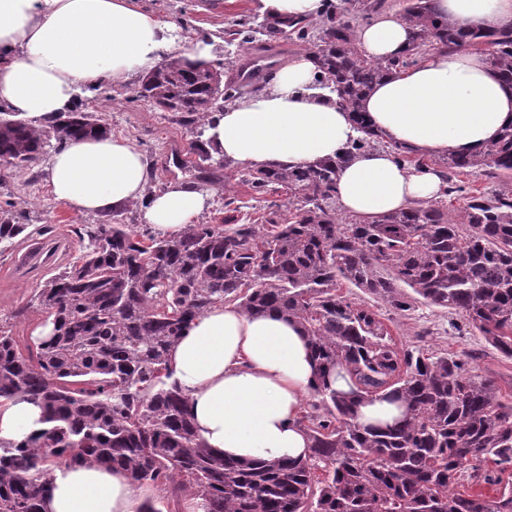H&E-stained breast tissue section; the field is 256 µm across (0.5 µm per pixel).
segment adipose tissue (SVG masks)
Instances as JSON below:
<instances>
[{
    "label": "adipose tissue",
    "instance_id": "1",
    "mask_svg": "<svg viewBox=\"0 0 512 512\" xmlns=\"http://www.w3.org/2000/svg\"><path fill=\"white\" fill-rule=\"evenodd\" d=\"M458 26L512 24V0H434ZM361 51L383 60L401 55L411 33L385 12L358 30ZM212 43L183 45L175 22L137 0H0V106L48 126L72 111L79 95L123 83L161 63L207 62ZM314 62L300 54L260 96L204 120L214 155L245 168H304L336 159L356 137L353 116L312 86ZM368 121L406 147L434 154L484 152L512 124V87L484 55L462 48L431 51L387 76L366 98ZM44 172L53 200L84 213L121 210L144 201L155 234L173 237L204 211L208 198L180 184L146 195L150 173L141 151L110 135L68 141ZM432 169L399 165L374 149L346 162L337 202L353 217H372L440 196ZM169 366L189 396L195 430L215 456L233 460L306 457L300 424L315 366L301 326L271 312L258 317L218 304L197 318L171 349ZM40 407L25 400L0 406V438L41 429ZM126 474L100 465L56 468L44 512H137Z\"/></svg>",
    "mask_w": 512,
    "mask_h": 512
}]
</instances>
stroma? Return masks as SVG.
Listing matches in <instances>:
<instances>
[{
  "label": "stroma",
  "instance_id": "obj_1",
  "mask_svg": "<svg viewBox=\"0 0 512 512\" xmlns=\"http://www.w3.org/2000/svg\"><path fill=\"white\" fill-rule=\"evenodd\" d=\"M140 4L162 17L177 22L185 43L199 40L215 42L214 58L223 62L225 72H234L249 51L226 46L224 30L233 18L258 13L255 0H139ZM139 78L124 84H108L104 89L82 96L85 110L102 117L115 137L129 139L142 152L150 172V192L165 190L168 184L182 181L208 194L206 209L199 216L202 224H220L231 219L235 224H254L272 205L288 202L285 191L256 194L242 180L241 167L220 171L201 181L198 169L174 168L172 151H188L195 139L193 126L179 121L172 113L157 109L137 98ZM232 208H225V200ZM0 208L14 214L22 224L41 228L46 237L67 240L71 251H78L86 225L109 220V213L85 214L55 202L48 191L42 163L0 183ZM16 250H0V325L11 327L14 335L28 336L41 320L37 312V292L47 275L39 271L17 274ZM378 312L398 345L422 344L435 353L468 359L480 373L497 379L504 402L512 403V358L503 357L475 329L466 326L454 312L417 304L411 315H399L385 303Z\"/></svg>",
  "mask_w": 512,
  "mask_h": 512
}]
</instances>
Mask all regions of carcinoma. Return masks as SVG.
I'll return each instance as SVG.
<instances>
[{
    "instance_id": "1",
    "label": "carcinoma",
    "mask_w": 512,
    "mask_h": 512,
    "mask_svg": "<svg viewBox=\"0 0 512 512\" xmlns=\"http://www.w3.org/2000/svg\"><path fill=\"white\" fill-rule=\"evenodd\" d=\"M433 0H398L412 32L404 55L372 60L358 28L391 8L388 0H334L314 19L264 17L233 21L241 44L288 38L316 64L314 82L336 94L359 136L350 151L384 146L395 161L416 156L433 165L448 197L467 199L452 215L439 201H419L387 214L342 223L336 216L342 160L298 169H248L253 190L288 191L261 224H189L157 237L118 219L92 224L78 256L47 278L38 308L46 334L22 340L0 326V404L26 399L43 410L45 427L20 440L0 439V512H42L54 468L67 463L120 468L130 485L189 490L202 512H512V484L493 497L455 488L500 483L512 475V403L496 381L455 356L422 346L399 347L374 310L339 294L361 289L396 312L414 302L461 314L468 326L512 358V124L478 155L432 160L374 128L361 103L386 75L429 51L467 48L486 56L512 85V24L456 27L437 16ZM224 64L188 67L173 59L147 73L139 96L188 118L243 94ZM91 112H68L37 129L0 110V157L30 167L51 147L104 135ZM195 151L211 170L227 167L195 130ZM497 184L470 195L461 175ZM41 231L0 211V244ZM411 289L412 295L401 292ZM249 316L275 311L298 322L316 368L314 402L301 417L311 442L300 460L241 463L212 456L198 438L188 395L172 379L168 353L192 322L217 303ZM337 376L350 389L331 388ZM386 400L404 408L391 423L363 425L359 408Z\"/></svg>"
}]
</instances>
